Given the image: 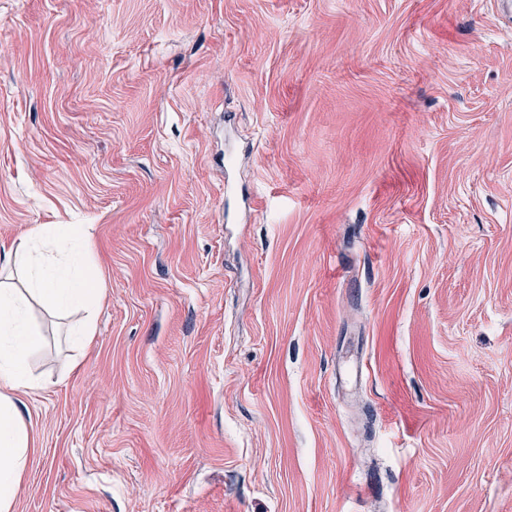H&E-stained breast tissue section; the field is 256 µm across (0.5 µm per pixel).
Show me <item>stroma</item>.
Returning a JSON list of instances; mask_svg holds the SVG:
<instances>
[{
	"label": "stroma",
	"mask_w": 512,
	"mask_h": 512,
	"mask_svg": "<svg viewBox=\"0 0 512 512\" xmlns=\"http://www.w3.org/2000/svg\"><path fill=\"white\" fill-rule=\"evenodd\" d=\"M15 512H512V0H0ZM22 257L27 287L0 282V511L13 512L30 454L27 422L16 392L33 391L27 361L41 343L30 319L31 300L70 314L97 301L104 292L99 266L89 257L83 224H42L29 232ZM53 270V272H51Z\"/></svg>",
	"instance_id": "35a3bbf8"
}]
</instances>
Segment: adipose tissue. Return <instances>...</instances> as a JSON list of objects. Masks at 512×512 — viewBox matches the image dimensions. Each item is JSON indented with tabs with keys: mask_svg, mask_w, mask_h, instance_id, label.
Here are the masks:
<instances>
[{
	"mask_svg": "<svg viewBox=\"0 0 512 512\" xmlns=\"http://www.w3.org/2000/svg\"><path fill=\"white\" fill-rule=\"evenodd\" d=\"M22 261L25 288L0 282V512H13L30 454L27 422L16 403L20 390L33 389L27 361L41 343L30 319L32 301L72 313L104 292L99 266L89 257L81 224H42L29 233Z\"/></svg>",
	"mask_w": 512,
	"mask_h": 512,
	"instance_id": "ef3b65f1",
	"label": "adipose tissue"
}]
</instances>
